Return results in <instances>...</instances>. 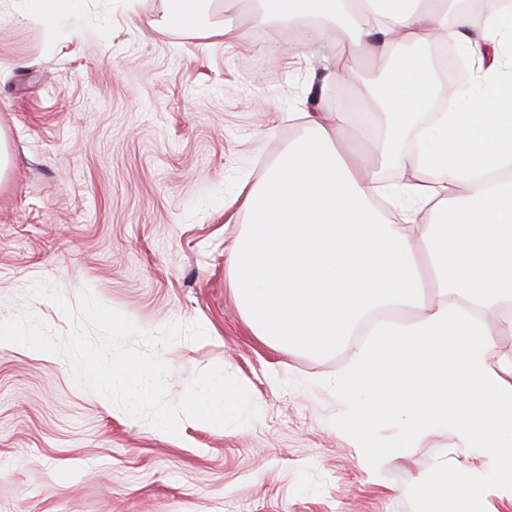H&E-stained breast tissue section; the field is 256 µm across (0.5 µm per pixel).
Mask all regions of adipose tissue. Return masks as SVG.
Returning a JSON list of instances; mask_svg holds the SVG:
<instances>
[{
    "instance_id": "adipose-tissue-1",
    "label": "adipose tissue",
    "mask_w": 512,
    "mask_h": 512,
    "mask_svg": "<svg viewBox=\"0 0 512 512\" xmlns=\"http://www.w3.org/2000/svg\"><path fill=\"white\" fill-rule=\"evenodd\" d=\"M164 7L167 19L198 37L243 36L230 16L199 25L204 0H164ZM450 10L451 0H413L388 12L374 0H253L252 17L262 23L315 19L308 49L328 40L341 11V52L375 37L386 69L367 93L389 134L373 144L360 174L338 148L345 113H304L303 135L249 192L229 276L247 324L267 343L322 354L372 324L371 341L333 382L343 403L335 422L349 429L365 471H379V425L394 426L409 443L440 428L471 455L474 470L512 495V353L487 359L497 334L512 335V47L492 44L482 74L488 98L412 127L443 93L418 46L449 39L483 51L476 35L490 17L452 20ZM413 133L423 148L400 150ZM393 162L413 178L393 191L388 214L373 190L377 170ZM428 284L435 298L421 304L418 319H385L420 304ZM416 489L422 512H448L449 503L479 494L444 462Z\"/></svg>"
}]
</instances>
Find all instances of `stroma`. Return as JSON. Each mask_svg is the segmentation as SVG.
<instances>
[{
	"label": "stroma",
	"instance_id": "35a3bbf8",
	"mask_svg": "<svg viewBox=\"0 0 512 512\" xmlns=\"http://www.w3.org/2000/svg\"><path fill=\"white\" fill-rule=\"evenodd\" d=\"M237 19L228 44L171 24L163 0H79L50 34L29 0H0V321L28 309L67 334L28 294L47 281L145 331L200 323L205 340L155 350L169 401L218 365L259 410L170 436L79 388L63 357L0 343V512H419L416 477L465 463L444 430L397 451L384 429L368 481L332 424L351 346L288 351L247 325L226 270L247 191L302 134L294 113L335 111L340 90L373 111L360 80L384 62L371 37L308 59L305 27Z\"/></svg>",
	"mask_w": 512,
	"mask_h": 512
}]
</instances>
